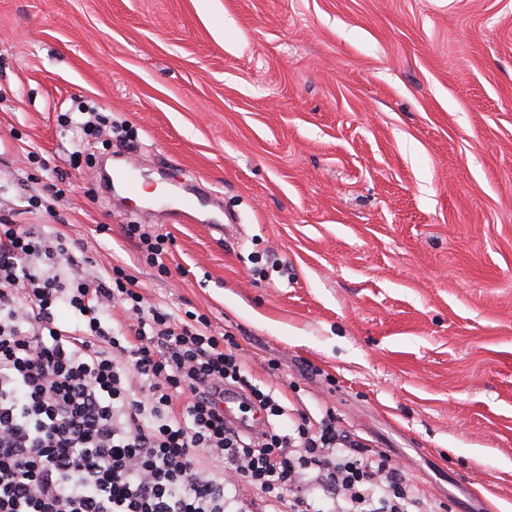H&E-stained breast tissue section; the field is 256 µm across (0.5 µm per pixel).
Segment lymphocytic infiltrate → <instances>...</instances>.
Segmentation results:
<instances>
[{
    "label": "lymphocytic infiltrate",
    "mask_w": 512,
    "mask_h": 512,
    "mask_svg": "<svg viewBox=\"0 0 512 512\" xmlns=\"http://www.w3.org/2000/svg\"><path fill=\"white\" fill-rule=\"evenodd\" d=\"M92 265L63 234L0 217V512H247L244 483L256 512H439L332 411L310 418L253 384L205 315L177 319L123 266ZM116 301L132 320L120 335L102 325ZM228 387L287 428L226 424Z\"/></svg>",
    "instance_id": "lymphocytic-infiltrate-1"
}]
</instances>
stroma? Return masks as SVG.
<instances>
[{
	"mask_svg": "<svg viewBox=\"0 0 512 512\" xmlns=\"http://www.w3.org/2000/svg\"><path fill=\"white\" fill-rule=\"evenodd\" d=\"M104 161L223 207L115 206ZM0 215L206 314L416 494L512 512V0H0ZM126 234L129 237L138 236L140 243V252L149 265L157 266L161 272H166L167 266L163 263L162 255L166 252L165 240L166 235H156L154 237L139 233L137 224H129L126 226ZM159 259L161 262H159Z\"/></svg>",
	"mask_w": 512,
	"mask_h": 512,
	"instance_id": "35a3bbf8",
	"label": "stroma"
}]
</instances>
